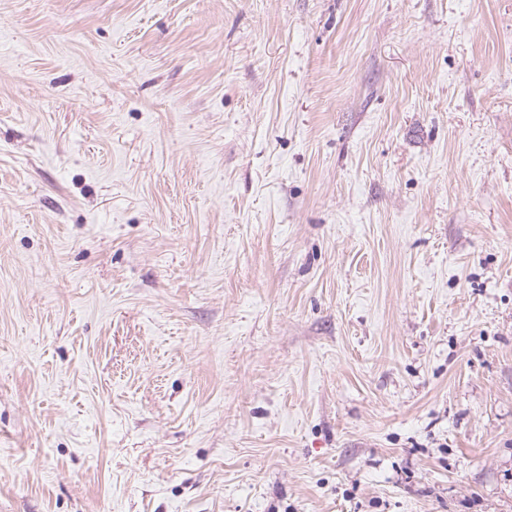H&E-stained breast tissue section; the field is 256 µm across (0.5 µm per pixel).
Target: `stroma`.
I'll use <instances>...</instances> for the list:
<instances>
[{"instance_id": "stroma-1", "label": "stroma", "mask_w": 512, "mask_h": 512, "mask_svg": "<svg viewBox=\"0 0 512 512\" xmlns=\"http://www.w3.org/2000/svg\"><path fill=\"white\" fill-rule=\"evenodd\" d=\"M0 512H512V0H0Z\"/></svg>"}]
</instances>
